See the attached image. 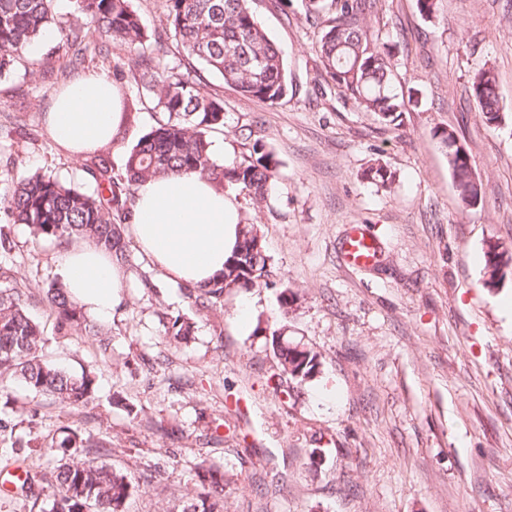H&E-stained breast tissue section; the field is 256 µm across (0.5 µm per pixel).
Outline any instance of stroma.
Here are the masks:
<instances>
[{"mask_svg":"<svg viewBox=\"0 0 512 512\" xmlns=\"http://www.w3.org/2000/svg\"><path fill=\"white\" fill-rule=\"evenodd\" d=\"M148 30L160 33V65L178 64L162 24L163 0H134ZM504 0H441L437 23L416 0H385L374 24L395 54L396 84L416 107L393 124L349 101L321 95L318 29L302 0H255L256 19L281 50L296 93L270 105L241 96L218 77L224 165L261 140L279 162L262 205L233 187L240 217L257 224L275 287L226 295L214 313L196 311L128 242L121 301L102 321L111 347L100 355L86 336H63L42 302L58 276L62 245L0 213L12 241L0 268L30 287V312L44 329L48 358L95 376L97 393L70 411L31 396L9 379L0 404V452L41 475L52 464L92 455L132 482L151 476L130 512H170L194 488L202 461L223 464L224 512H512V277L484 284L488 243L512 247V24ZM56 38L0 75V196L19 173H46L93 185L82 158L51 136L46 114L67 65ZM498 74L504 119L486 131L470 96L475 71ZM454 131L483 183V203L462 211L435 132ZM395 174L381 186L369 169ZM362 225L377 261L349 267L341 243ZM298 293L289 312L281 288ZM193 318L187 343L162 339L163 314ZM286 324L322 355V372L288 399L268 385L276 369L265 327ZM99 443L41 448L63 428ZM22 440L12 448L13 440Z\"/></svg>","mask_w":512,"mask_h":512,"instance_id":"1","label":"stroma"}]
</instances>
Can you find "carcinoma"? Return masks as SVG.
<instances>
[{
	"instance_id": "cac0c4a2",
	"label": "carcinoma",
	"mask_w": 512,
	"mask_h": 512,
	"mask_svg": "<svg viewBox=\"0 0 512 512\" xmlns=\"http://www.w3.org/2000/svg\"><path fill=\"white\" fill-rule=\"evenodd\" d=\"M59 0H0V75L28 53L52 28L71 53V67L59 71L65 82L90 54L110 43L123 46L135 66L114 67L115 78L127 79L153 104L160 118L150 132L125 151L122 171L112 165L111 146L85 152V173L94 189L85 192L49 174L22 175L3 198V210L14 224L28 226L46 240L67 244L75 239L128 261L126 231L131 224L130 204L136 186L148 179L195 173L216 189L240 186L256 203L265 202L278 177L279 163L259 140L252 155L231 167L218 163L210 151V134L224 127V99L203 77L208 72L222 78L238 93L278 104L294 94L288 66L277 46L256 22L251 0H164L163 24L173 34L182 56L178 65L162 67L154 60L158 41L142 23L132 0H69L73 21L58 20ZM380 0H305L309 17L320 21L316 51L324 76L336 94L362 112H372L393 122L418 104L413 94L395 92L393 55L373 30ZM486 128L495 131L503 119L498 77L491 67L474 73L470 84ZM448 166L465 210L482 203V184L472 172L469 156L452 131L441 132ZM262 239L257 225L242 224L235 251L224 271L205 285L188 287L187 298L198 311L212 312L224 305V296L241 288L268 285L272 277L270 256L255 249ZM485 275L494 279L502 268L512 267V251L492 243L484 251ZM58 330L83 331L105 353L110 342L91 323L82 306L59 279L44 292ZM32 295L25 285L0 274V381L20 379L36 396L70 410L88 404L95 379L75 375L47 360L40 324L29 314ZM162 337L170 346L184 343L194 332L192 319L165 317ZM281 375L301 386L321 373L322 355L286 333L281 325L268 331ZM78 429L66 428L63 438H51L55 448H98ZM54 482L33 490L38 473L25 470V488L33 506L44 500L39 512H130L133 493L148 488L151 480L135 485L127 474L92 460L58 466ZM224 468L216 463L198 465L196 487L177 504V512H224Z\"/></svg>"
}]
</instances>
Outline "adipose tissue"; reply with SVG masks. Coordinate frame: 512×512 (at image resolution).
I'll list each match as a JSON object with an SVG mask.
<instances>
[{
  "mask_svg": "<svg viewBox=\"0 0 512 512\" xmlns=\"http://www.w3.org/2000/svg\"><path fill=\"white\" fill-rule=\"evenodd\" d=\"M111 80L91 71L62 90L47 115L53 138L78 155L111 142L124 123ZM130 230L143 255L174 283L201 284L224 268L241 226L232 194L195 174L151 179L135 192ZM73 297L106 319L120 302L124 274L101 251L73 246L59 260Z\"/></svg>",
  "mask_w": 512,
  "mask_h": 512,
  "instance_id": "adipose-tissue-1",
  "label": "adipose tissue"
}]
</instances>
